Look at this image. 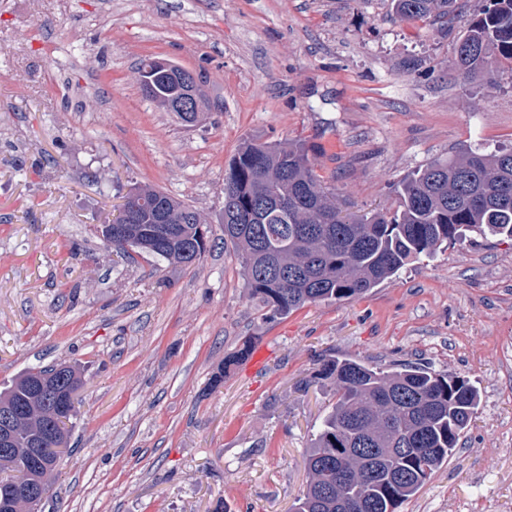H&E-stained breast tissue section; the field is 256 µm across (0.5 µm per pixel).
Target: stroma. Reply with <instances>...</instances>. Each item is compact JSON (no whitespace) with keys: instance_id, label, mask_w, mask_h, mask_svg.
<instances>
[{"instance_id":"obj_1","label":"stroma","mask_w":512,"mask_h":512,"mask_svg":"<svg viewBox=\"0 0 512 512\" xmlns=\"http://www.w3.org/2000/svg\"><path fill=\"white\" fill-rule=\"evenodd\" d=\"M483 4L457 0L443 27L400 21L390 0H0V391L39 366L83 381L42 512H289L334 355L480 391L455 454L398 512H512V240L477 236L362 298L270 320L220 220L249 137L302 143L354 215L395 210L433 159L511 147L512 70L455 65ZM148 57L196 74L202 123L143 95ZM135 184L201 212L198 264L129 261L96 234ZM247 339L263 371L225 368Z\"/></svg>"}]
</instances>
